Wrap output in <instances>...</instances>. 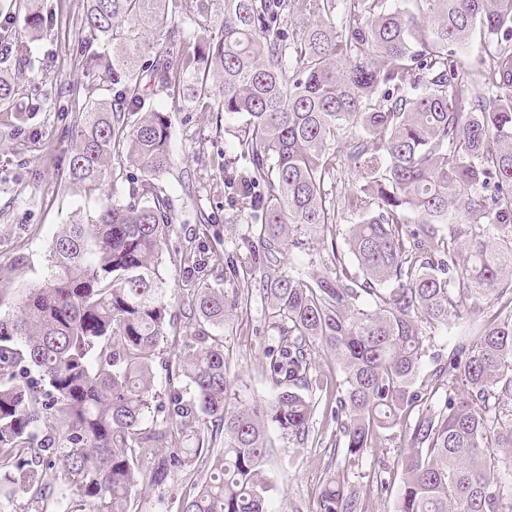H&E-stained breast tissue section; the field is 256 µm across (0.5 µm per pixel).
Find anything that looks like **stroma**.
<instances>
[{
	"label": "stroma",
	"mask_w": 512,
	"mask_h": 512,
	"mask_svg": "<svg viewBox=\"0 0 512 512\" xmlns=\"http://www.w3.org/2000/svg\"><path fill=\"white\" fill-rule=\"evenodd\" d=\"M36 2L45 17L43 27L27 38L26 53L14 52L0 60L13 67L25 56L35 62L12 105L0 107V289L9 293L0 312L6 314L13 312L28 288L47 276L53 238L61 225L98 206L97 198H85L67 186L65 175L79 112L89 100L113 98L112 91L99 86L82 55L80 20L86 0ZM147 103L167 114L172 127V165L155 181L173 206L174 231L162 267L167 298L179 304L202 278L228 296L250 293L248 308L234 311L213 333L224 338L230 374L241 397L271 400L277 388L267 375L266 352L276 331L254 290L253 273L242 269L233 274L227 268L228 261L248 255L254 241L250 225L237 217L241 164L235 158L236 123L213 112L177 109L162 92H149ZM18 112L25 115L20 126L14 119ZM189 246L204 259L203 270L184 264ZM217 248L222 249L223 260L215 259ZM331 259L330 244H305L286 252L284 268L306 277L330 267ZM312 399L315 441L299 446L281 435L273 437L275 453L264 471L272 487L271 512H319L329 477L343 470L331 413L336 394L316 390ZM404 446L399 430L386 431L378 450L348 471L352 483L368 489L364 512H395L400 476L392 468ZM382 472L389 480L384 491L372 486Z\"/></svg>",
	"instance_id": "1"
}]
</instances>
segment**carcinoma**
<instances>
[{"label": "carcinoma", "instance_id": "1", "mask_svg": "<svg viewBox=\"0 0 512 512\" xmlns=\"http://www.w3.org/2000/svg\"><path fill=\"white\" fill-rule=\"evenodd\" d=\"M338 2L307 0L308 16L292 19L288 0H87V61L122 106L81 113L67 183L98 195L119 149L148 177L171 167V124L146 107L139 78L147 56L173 101L242 118L239 213L260 245L248 261L278 332L267 359L279 392L231 403L224 338L202 327L179 356L186 387L169 378L153 405L155 351L177 318L160 273L171 205L149 182L109 198L63 225L48 277L0 315V512L18 490L38 512H129L138 486H164L212 456L217 474L176 512H268L269 426L307 440V392L324 387L312 366L319 345L343 372L345 463L374 451L383 431L404 430L396 512H512L498 453L512 449V0H413L410 11L347 0L339 27ZM172 13L194 23L193 36L167 27ZM476 32L470 76L456 57ZM25 63L0 68V105L33 68ZM341 169L355 181L342 184ZM345 216L354 264L333 242L327 272L283 270L298 233L333 237ZM477 301L497 309L419 379L431 334ZM248 302L201 280L181 307L222 326ZM144 448L162 451L146 468ZM59 482L77 499L51 510ZM362 500L338 473L320 512H363Z\"/></svg>", "mask_w": 512, "mask_h": 512}]
</instances>
